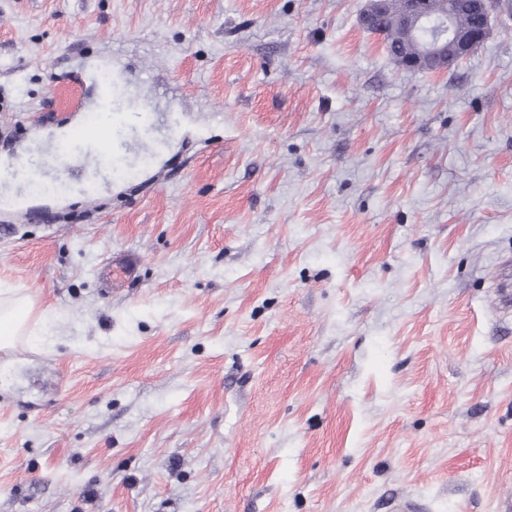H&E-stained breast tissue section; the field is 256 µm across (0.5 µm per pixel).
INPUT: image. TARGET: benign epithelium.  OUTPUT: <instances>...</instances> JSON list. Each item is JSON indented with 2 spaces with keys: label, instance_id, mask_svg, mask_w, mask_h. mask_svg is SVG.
Here are the masks:
<instances>
[{
  "label": "benign epithelium",
  "instance_id": "1",
  "mask_svg": "<svg viewBox=\"0 0 512 512\" xmlns=\"http://www.w3.org/2000/svg\"><path fill=\"white\" fill-rule=\"evenodd\" d=\"M484 22L474 28L461 26L448 0H404L401 12L390 16L391 26L407 32L412 50L398 56V63L412 70H443L466 58L486 40L494 18L493 0H480ZM391 0H366L360 21L369 29L381 13L390 11Z\"/></svg>",
  "mask_w": 512,
  "mask_h": 512
}]
</instances>
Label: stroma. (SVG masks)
Returning a JSON list of instances; mask_svg holds the SVG:
<instances>
[{
	"label": "stroma",
	"mask_w": 512,
	"mask_h": 512,
	"mask_svg": "<svg viewBox=\"0 0 512 512\" xmlns=\"http://www.w3.org/2000/svg\"><path fill=\"white\" fill-rule=\"evenodd\" d=\"M366 0H0V160L129 72L124 162L0 202V512H512V16L406 70ZM0 294V351L4 354L13 349L19 340L33 335V306L26 296L17 292L4 298L2 290Z\"/></svg>",
	"instance_id": "1"
}]
</instances>
